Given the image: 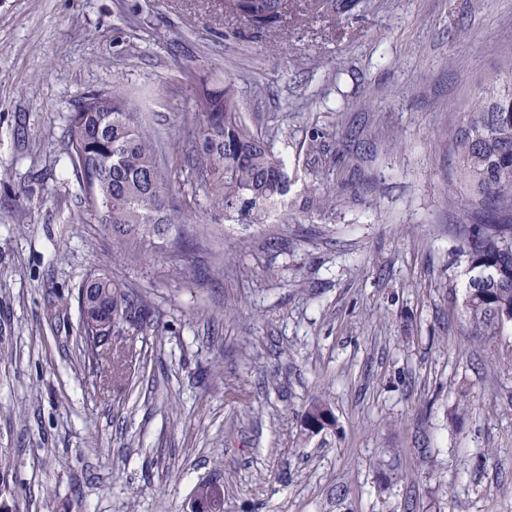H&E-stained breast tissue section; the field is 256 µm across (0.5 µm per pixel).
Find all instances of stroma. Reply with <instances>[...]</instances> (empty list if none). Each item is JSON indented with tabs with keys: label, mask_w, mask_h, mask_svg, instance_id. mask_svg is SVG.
I'll use <instances>...</instances> for the list:
<instances>
[{
	"label": "stroma",
	"mask_w": 512,
	"mask_h": 512,
	"mask_svg": "<svg viewBox=\"0 0 512 512\" xmlns=\"http://www.w3.org/2000/svg\"><path fill=\"white\" fill-rule=\"evenodd\" d=\"M512 58V0H359L251 31L220 0H0V503L9 512H512V326L474 335L448 151ZM287 160L288 219L112 254L66 117L153 92L171 159L195 79ZM142 297L126 380L85 357L90 272ZM323 399L335 424L310 432Z\"/></svg>",
	"instance_id": "35a3bbf8"
}]
</instances>
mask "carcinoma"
Instances as JSON below:
<instances>
[{"mask_svg": "<svg viewBox=\"0 0 512 512\" xmlns=\"http://www.w3.org/2000/svg\"><path fill=\"white\" fill-rule=\"evenodd\" d=\"M222 5L225 14L251 28L270 30L292 15L346 18L356 0H279L275 11L269 0H222ZM152 101L153 93L117 82L68 116L72 173L115 253L169 243L187 267L195 262L198 245L169 239L178 224L203 218L215 224H262L274 208L288 221V164L252 131L231 85L201 87L192 111L183 116L194 148L177 166L161 161L163 135L143 118ZM448 150L467 190L456 254L469 274L464 308L476 330L492 336L512 325V59L478 88L461 125L448 135ZM186 184L202 193L207 209L197 210L193 196L173 202L175 187ZM83 288V351L93 361L116 324L136 317L137 308L103 274H89ZM304 420L312 431L333 425L330 409L319 399Z\"/></svg>", "mask_w": 512, "mask_h": 512, "instance_id": "cac0c4a2", "label": "carcinoma"}]
</instances>
